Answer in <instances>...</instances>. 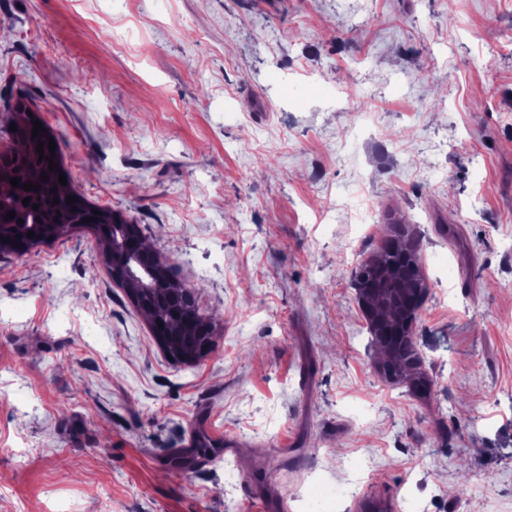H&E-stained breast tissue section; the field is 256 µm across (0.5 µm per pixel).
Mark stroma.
Instances as JSON below:
<instances>
[{"label":"stroma","instance_id":"stroma-1","mask_svg":"<svg viewBox=\"0 0 512 512\" xmlns=\"http://www.w3.org/2000/svg\"><path fill=\"white\" fill-rule=\"evenodd\" d=\"M508 32L512 0H0V114L215 330L170 361L89 229L0 256V512H305L355 475L332 512H512ZM396 217L427 398L352 283ZM414 331L412 329L409 336L402 338L401 347L396 352L387 349L384 345H377L376 348H378V361L383 375L390 380L397 379L398 381H413L414 389L418 392V388L421 385V377L418 373L410 372L405 361L406 357L403 351L407 345L410 349L414 347ZM408 364L411 370L426 375V373L421 371V358L416 348L412 349V353L408 359Z\"/></svg>","mask_w":512,"mask_h":512}]
</instances>
